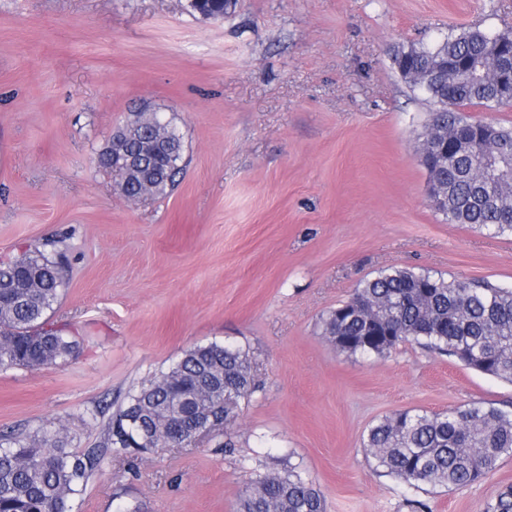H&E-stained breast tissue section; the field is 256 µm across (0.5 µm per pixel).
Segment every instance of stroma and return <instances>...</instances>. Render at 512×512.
Masks as SVG:
<instances>
[{"instance_id": "1", "label": "stroma", "mask_w": 512, "mask_h": 512, "mask_svg": "<svg viewBox=\"0 0 512 512\" xmlns=\"http://www.w3.org/2000/svg\"><path fill=\"white\" fill-rule=\"evenodd\" d=\"M512 29V0H0V260L55 242L67 364L0 369V433L65 426L101 440L114 410L184 352H246L255 391L196 446L105 457L72 512H236L259 476L295 469L326 512H485L512 455L450 491L375 472L385 416L512 405V383L416 342L336 350L328 312L391 269L512 288V236L448 223L420 147L433 107L402 47ZM173 117L186 173L133 201L97 159L142 105ZM232 451H225V442Z\"/></svg>"}]
</instances>
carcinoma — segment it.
<instances>
[{
    "label": "carcinoma",
    "instance_id": "carcinoma-1",
    "mask_svg": "<svg viewBox=\"0 0 512 512\" xmlns=\"http://www.w3.org/2000/svg\"><path fill=\"white\" fill-rule=\"evenodd\" d=\"M512 45V32L480 29L450 34L429 45L395 53L402 77L424 76L449 60L463 67L413 89L436 106L428 126L445 141L459 132L469 146L444 145L433 157L442 189L439 211L453 224H470L493 234L512 235V129L478 134L482 122L460 109L501 104L494 69L485 56L491 40ZM120 150L135 153L159 169L147 185L129 174L124 193L166 197L178 185L183 158L174 163L154 153L153 142L136 130L124 135ZM67 287L62 262L33 246L0 261V368H47L67 363L77 342L49 323ZM336 348L351 356L385 355L410 339L455 357L483 374L512 383V290L489 282H447L430 273L396 269L364 281L353 296L325 319ZM254 391L247 357L240 350L210 343L187 350L168 372L141 386L113 414L103 440L81 452L68 449L64 425L53 424L26 437L0 436V512H65L106 454L132 456L169 447L176 430L187 444L204 429L224 421V401L237 402ZM141 418V442L123 438L126 419ZM380 472L410 486L452 489L478 484L499 459L512 454V410L473 402L429 414L405 410L373 425L364 442ZM236 512H325L313 481L294 470L265 474L240 499ZM485 512H512V487L499 491Z\"/></svg>",
    "mask_w": 512,
    "mask_h": 512
}]
</instances>
